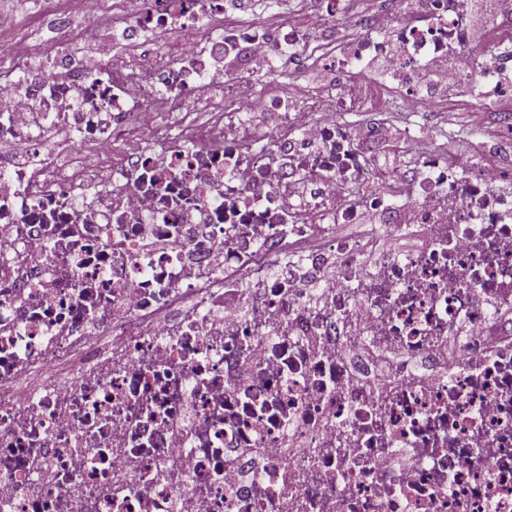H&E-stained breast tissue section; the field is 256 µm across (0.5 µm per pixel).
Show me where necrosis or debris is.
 I'll return each instance as SVG.
<instances>
[{"label": "necrosis or debris", "mask_w": 512, "mask_h": 512, "mask_svg": "<svg viewBox=\"0 0 512 512\" xmlns=\"http://www.w3.org/2000/svg\"><path fill=\"white\" fill-rule=\"evenodd\" d=\"M140 3L61 5L49 44L0 65V144L27 146L0 161V512H512V169L407 130L373 172L379 139L337 120L491 103L512 144V0L481 52L472 0H397L386 33L336 0L310 25ZM76 11L127 54L76 37ZM260 53L293 74L323 57L327 81L262 101ZM459 54L453 95L423 93ZM384 57L393 75L360 83ZM189 112L213 118L159 124Z\"/></svg>", "instance_id": "1"}]
</instances>
